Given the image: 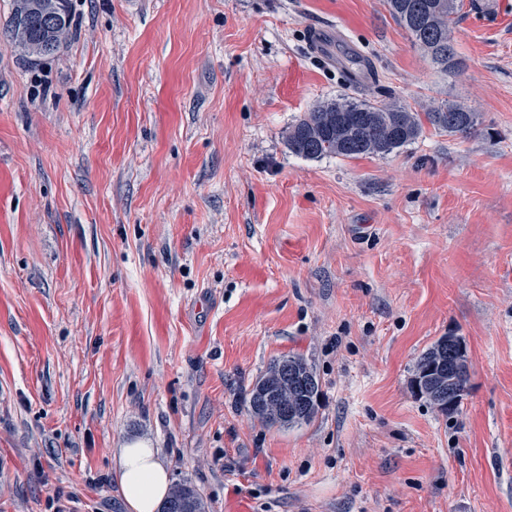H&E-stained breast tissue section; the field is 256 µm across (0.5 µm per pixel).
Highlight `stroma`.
Here are the masks:
<instances>
[{
    "label": "stroma",
    "instance_id": "35a3bbf8",
    "mask_svg": "<svg viewBox=\"0 0 512 512\" xmlns=\"http://www.w3.org/2000/svg\"><path fill=\"white\" fill-rule=\"evenodd\" d=\"M457 4L446 72L386 0H70L37 62L0 0V512H125L135 440L207 512H512V0ZM341 96L479 122L292 154ZM448 334L450 418L411 388ZM288 354L319 412L268 427L250 392Z\"/></svg>",
    "mask_w": 512,
    "mask_h": 512
}]
</instances>
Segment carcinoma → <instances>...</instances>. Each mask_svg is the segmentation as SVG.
I'll return each instance as SVG.
<instances>
[{"label":"carcinoma","instance_id":"obj_1","mask_svg":"<svg viewBox=\"0 0 512 512\" xmlns=\"http://www.w3.org/2000/svg\"><path fill=\"white\" fill-rule=\"evenodd\" d=\"M70 0H14L10 37L13 45L30 59L54 55L67 39L73 24ZM390 14L411 34L414 41L443 70L457 67L453 32L449 17L457 8L456 0H387ZM477 122V113L460 104L431 107L411 112L395 103L381 105L340 97L324 101L305 113L288 129V150L307 159L325 156L354 158L385 157L414 142L424 124L450 135L467 134ZM453 345L442 336L418 358L413 379L431 377L449 382L455 401L439 410L445 416L459 412L468 379L451 380ZM289 397L298 409L286 426L308 424L319 410L320 385L316 373L297 354L274 359L255 383L249 401L251 415L264 425L274 426V390ZM169 500L186 503L196 512H206V504L189 481L171 489Z\"/></svg>","mask_w":512,"mask_h":512}]
</instances>
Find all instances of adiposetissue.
<instances>
[{
  "label": "adipose tissue",
  "mask_w": 512,
  "mask_h": 512,
  "mask_svg": "<svg viewBox=\"0 0 512 512\" xmlns=\"http://www.w3.org/2000/svg\"><path fill=\"white\" fill-rule=\"evenodd\" d=\"M117 472L120 493L129 512H159L171 479L156 449L142 441L121 449Z\"/></svg>",
  "instance_id": "ef3b65f1"
}]
</instances>
